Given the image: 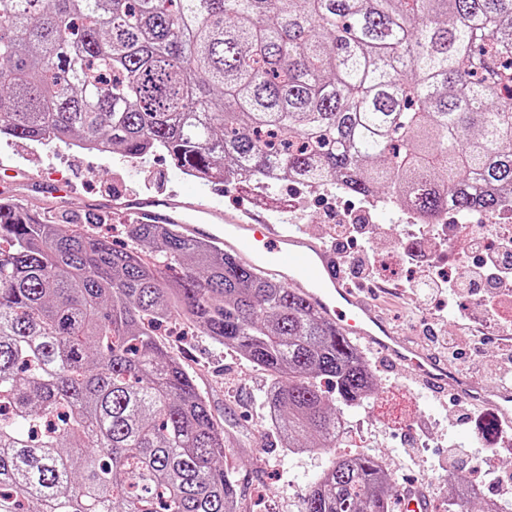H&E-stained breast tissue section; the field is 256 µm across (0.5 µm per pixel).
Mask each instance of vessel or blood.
Returning <instances> with one entry per match:
<instances>
[{
    "instance_id": "obj_1",
    "label": "vessel or blood",
    "mask_w": 512,
    "mask_h": 512,
    "mask_svg": "<svg viewBox=\"0 0 512 512\" xmlns=\"http://www.w3.org/2000/svg\"><path fill=\"white\" fill-rule=\"evenodd\" d=\"M119 207L134 223L178 225L191 238L222 246L240 263L280 277L343 336L393 370L413 374L431 396L478 401L495 422L512 420L511 381L487 388L475 374L454 369L391 328L373 302L348 283L334 252L304 225L285 228L272 215L242 218L202 194L184 201L129 197ZM400 509L431 512L432 505L423 490L408 487L400 494Z\"/></svg>"
}]
</instances>
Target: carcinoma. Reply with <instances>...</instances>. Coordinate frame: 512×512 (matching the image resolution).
Here are the masks:
<instances>
[{
  "label": "carcinoma",
  "instance_id": "cac0c4a2",
  "mask_svg": "<svg viewBox=\"0 0 512 512\" xmlns=\"http://www.w3.org/2000/svg\"><path fill=\"white\" fill-rule=\"evenodd\" d=\"M211 182L281 180L428 217L512 194V0H0V135ZM116 249L0 201V512H237L205 397L154 326L186 320L273 375L286 448L330 453L375 376L282 281L164 224ZM448 512H475L450 484ZM368 453L301 512H393Z\"/></svg>",
  "mask_w": 512,
  "mask_h": 512
}]
</instances>
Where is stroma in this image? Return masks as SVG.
<instances>
[{"label":"stroma","mask_w":512,"mask_h":512,"mask_svg":"<svg viewBox=\"0 0 512 512\" xmlns=\"http://www.w3.org/2000/svg\"><path fill=\"white\" fill-rule=\"evenodd\" d=\"M0 162L12 167L9 182L15 192L32 179L74 182L75 190L65 207L42 196L31 200V207L47 209L49 223L77 225L107 237L117 248L130 246L131 239L128 218L104 206L116 194H209L232 212L250 205L235 184L205 183L187 176L163 152L130 159L119 152L100 155L62 144L0 136ZM277 193L295 203L289 221L306 225L326 243L334 225L361 224L369 235L359 239V246L384 255L393 251L399 238L419 231L418 225L408 222L399 211H360L359 200L351 196L300 190L288 183L281 184ZM368 297L391 327L421 346L433 336L455 340L458 317L478 311L473 296H441L423 304L380 288ZM159 341L193 376L225 440L241 459L236 469L240 512H300L303 497L328 457L291 453L283 447L262 403L269 375L181 322L163 330ZM367 360L379 391L369 407L345 410L352 427L337 444V454L364 452L381 457L398 486L414 485L427 493L434 512L448 508V474L452 471L480 485L484 497L501 498L499 485L483 484L485 448L475 429L483 406L426 395L413 376L388 370L375 354H368Z\"/></svg>","instance_id":"35a3bbf8"}]
</instances>
